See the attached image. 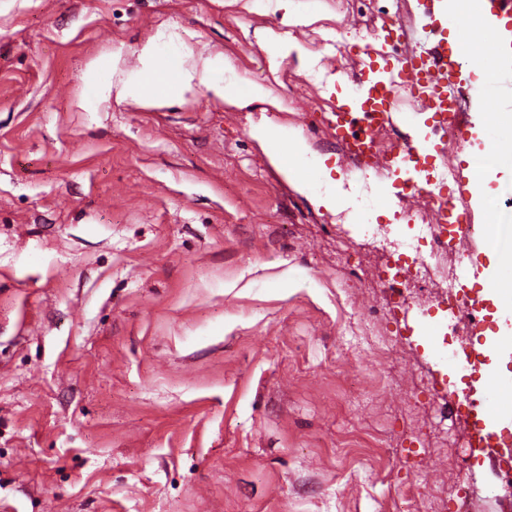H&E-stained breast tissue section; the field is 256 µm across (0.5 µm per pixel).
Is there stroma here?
Wrapping results in <instances>:
<instances>
[{"label": "stroma", "instance_id": "1", "mask_svg": "<svg viewBox=\"0 0 512 512\" xmlns=\"http://www.w3.org/2000/svg\"><path fill=\"white\" fill-rule=\"evenodd\" d=\"M394 22L444 45L461 122L397 103L382 144L426 153L360 171L327 120L369 55L400 67ZM474 26L497 53L463 66L449 0H0V512H395L449 477L442 512L476 490L512 512V356L481 360L512 334V263L449 257L452 317L413 264L439 149L474 224L512 197V172L471 174L512 144L474 87L512 73V13L481 0ZM293 144L303 191L272 162ZM400 259L395 288L352 273Z\"/></svg>", "mask_w": 512, "mask_h": 512}]
</instances>
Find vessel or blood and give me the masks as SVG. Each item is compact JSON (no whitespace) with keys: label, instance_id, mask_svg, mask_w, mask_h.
I'll return each mask as SVG.
<instances>
[{"label":"vessel or blood","instance_id":"vessel-or-blood-1","mask_svg":"<svg viewBox=\"0 0 512 512\" xmlns=\"http://www.w3.org/2000/svg\"><path fill=\"white\" fill-rule=\"evenodd\" d=\"M398 82L406 83L412 89L417 111L434 113L441 124H448L461 111L459 101L451 92L445 54L426 57L409 50L398 72L384 71L377 77L362 80L351 103L334 112L329 130L345 145L348 154L401 170L406 168L409 160L423 154L426 147L421 143L413 144L401 155L390 158L379 145L377 132L392 119L393 86Z\"/></svg>","mask_w":512,"mask_h":512}]
</instances>
